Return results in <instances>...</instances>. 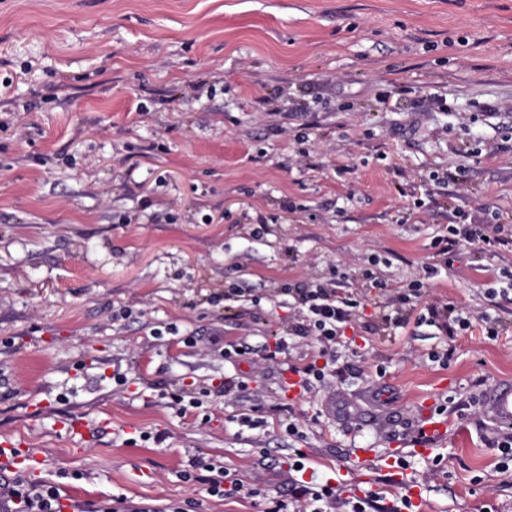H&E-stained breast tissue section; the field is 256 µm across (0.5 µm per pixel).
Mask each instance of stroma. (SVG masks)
Wrapping results in <instances>:
<instances>
[{
    "label": "stroma",
    "instance_id": "1",
    "mask_svg": "<svg viewBox=\"0 0 512 512\" xmlns=\"http://www.w3.org/2000/svg\"><path fill=\"white\" fill-rule=\"evenodd\" d=\"M452 224L504 243L444 264L431 242ZM428 262L427 299L487 311L497 335L374 317L346 330L331 390L289 397L283 364L318 354L289 292L333 280L374 308L361 269L396 288ZM282 338L283 363L224 357ZM509 380L512 0H0V439L21 460L1 480L83 512H267L301 452L318 482L389 505L404 456L425 512H512L482 412ZM179 394L199 407L176 414ZM428 413L447 431L425 455ZM198 456L244 492L185 481ZM94 512H183L180 507H156L150 503L128 501L127 498H113L104 502Z\"/></svg>",
    "mask_w": 512,
    "mask_h": 512
}]
</instances>
